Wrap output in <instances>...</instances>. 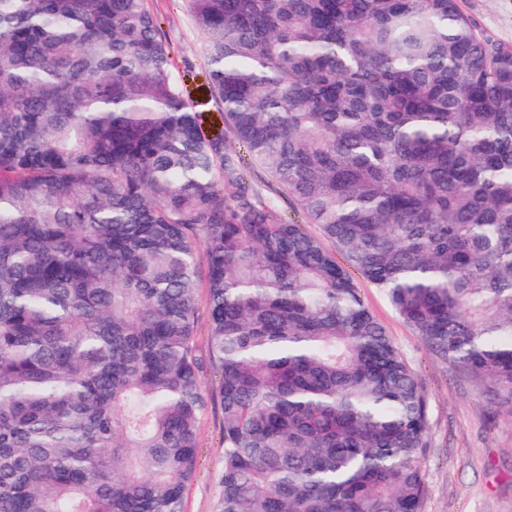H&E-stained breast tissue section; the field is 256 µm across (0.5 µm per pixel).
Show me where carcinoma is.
Segmentation results:
<instances>
[{
    "label": "carcinoma",
    "instance_id": "carcinoma-1",
    "mask_svg": "<svg viewBox=\"0 0 512 512\" xmlns=\"http://www.w3.org/2000/svg\"><path fill=\"white\" fill-rule=\"evenodd\" d=\"M144 2L0 0V512H182L203 270L216 512H422L427 390L351 270L512 418V47L458 0H188L228 140ZM245 173L252 181V184L271 199L272 211L276 219L293 220L298 223H304L302 214L290 204L288 199L279 192L277 188H275L269 175L262 167L255 164L248 165L245 168ZM205 279H200V285L196 290L197 320L195 322V345L199 354L205 355L209 345L210 325L208 320L207 290L204 288Z\"/></svg>",
    "mask_w": 512,
    "mask_h": 512
}]
</instances>
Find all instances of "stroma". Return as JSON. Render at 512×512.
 <instances>
[{"instance_id":"stroma-1","label":"stroma","mask_w":512,"mask_h":512,"mask_svg":"<svg viewBox=\"0 0 512 512\" xmlns=\"http://www.w3.org/2000/svg\"><path fill=\"white\" fill-rule=\"evenodd\" d=\"M160 22L159 36L191 98L210 124L222 126L220 102L205 83V39L186 0H145ZM462 11L494 42L512 47V0H459ZM361 294L376 318L421 375L430 407V445L421 461L427 483L423 512H512V419L496 414L464 371L425 347L386 295L366 279ZM209 396L198 427L196 473L183 498V512H215L224 472V413L220 380L203 367Z\"/></svg>"}]
</instances>
